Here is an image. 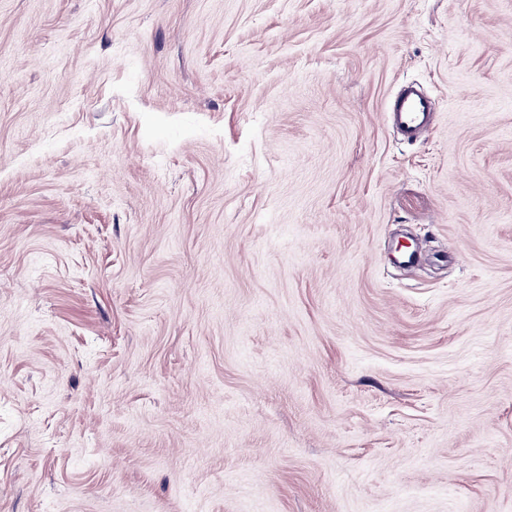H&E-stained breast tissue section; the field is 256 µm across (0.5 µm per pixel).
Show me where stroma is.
Segmentation results:
<instances>
[{
	"label": "stroma",
	"mask_w": 512,
	"mask_h": 512,
	"mask_svg": "<svg viewBox=\"0 0 512 512\" xmlns=\"http://www.w3.org/2000/svg\"><path fill=\"white\" fill-rule=\"evenodd\" d=\"M0 512H512V0H0ZM434 102L416 86L408 85L391 101L387 118L407 142H414L430 124Z\"/></svg>",
	"instance_id": "stroma-1"
}]
</instances>
